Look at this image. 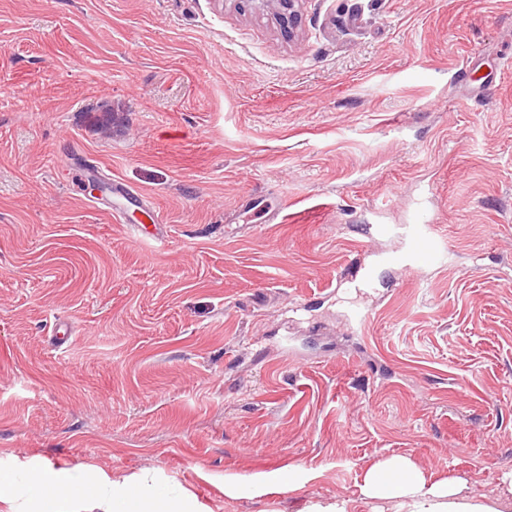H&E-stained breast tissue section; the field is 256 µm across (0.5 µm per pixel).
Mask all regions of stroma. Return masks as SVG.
I'll return each instance as SVG.
<instances>
[{"label":"stroma","mask_w":512,"mask_h":512,"mask_svg":"<svg viewBox=\"0 0 512 512\" xmlns=\"http://www.w3.org/2000/svg\"><path fill=\"white\" fill-rule=\"evenodd\" d=\"M298 9L289 38L237 0H0V470H147L203 512L286 467L278 512H369L391 455L505 491L512 0ZM422 215L450 243L422 275L364 236Z\"/></svg>","instance_id":"35a3bbf8"}]
</instances>
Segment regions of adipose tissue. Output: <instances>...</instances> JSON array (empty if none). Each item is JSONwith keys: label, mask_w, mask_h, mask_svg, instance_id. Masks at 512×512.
Wrapping results in <instances>:
<instances>
[{"label": "adipose tissue", "mask_w": 512, "mask_h": 512, "mask_svg": "<svg viewBox=\"0 0 512 512\" xmlns=\"http://www.w3.org/2000/svg\"><path fill=\"white\" fill-rule=\"evenodd\" d=\"M37 493L38 512H82L93 504L100 512H195L191 495L164 493L149 473L112 477L100 474L85 486L82 472L36 468L27 474ZM67 493H58L59 484ZM371 512H512V497L469 496L457 478L429 480L408 458L392 455L368 468L359 486Z\"/></svg>", "instance_id": "1"}]
</instances>
